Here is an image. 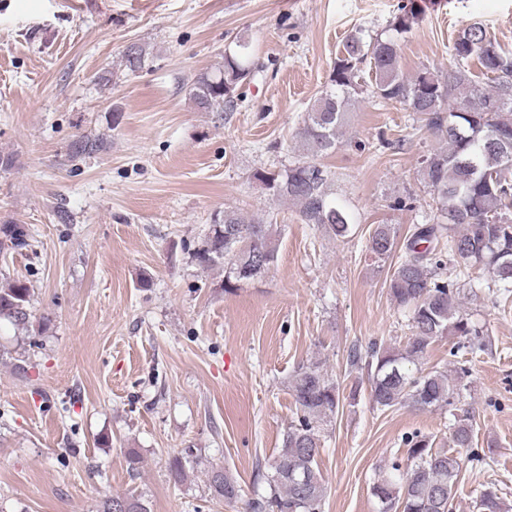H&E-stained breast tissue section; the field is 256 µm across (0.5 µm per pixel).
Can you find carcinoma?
Returning a JSON list of instances; mask_svg holds the SVG:
<instances>
[{
	"mask_svg": "<svg viewBox=\"0 0 512 512\" xmlns=\"http://www.w3.org/2000/svg\"><path fill=\"white\" fill-rule=\"evenodd\" d=\"M417 16L415 8L392 23L394 37L369 39L351 35L337 58L331 88L310 105L303 127L296 133L306 160L280 171H257L253 178L277 201L297 208L304 224H320L345 239L353 231V217L330 192L331 174L318 159L336 149L346 123L355 78L367 64L375 74L373 93L422 116L439 147L422 160L421 175L432 192L435 209L429 222L416 224L399 240L393 224H378L369 234L367 249L375 261L385 262L398 250L404 256L386 278L393 304L408 313L411 334L402 348L372 343L364 352L354 349L350 367L367 371L370 401L379 410L408 404L418 410L450 407L460 397L465 365L453 372L422 370L431 345L443 336L462 340L467 353L485 349L483 326L461 311L460 288L490 274L495 294L506 302L512 297V53L495 45L485 27L467 26L450 46L453 64L448 70L421 71L409 77L401 68V39ZM148 61L146 46L132 42L122 51L124 68L135 73ZM475 61L490 80L485 86L468 69ZM252 72L250 44L238 40L224 50L222 62L196 76L189 99L202 112H222L234 106L240 86ZM0 233L11 248L27 246V230L4 224ZM197 264L209 269L224 266V292L263 279L278 259L274 225L224 209V223L213 224L192 253ZM463 262L454 277L444 275L448 258ZM31 288L15 280L0 288V320L21 329L29 326ZM297 419L284 433L283 447L266 475V494L247 501L246 512H319L327 485L319 469L322 453L320 426L336 418L343 394L320 361L297 366L288 385ZM452 447L435 449L428 437H405L408 464L392 463L397 475L374 482L372 494L380 512H452L463 471L484 460L473 448V425L455 418ZM209 494L232 505L240 486L224 468L207 471ZM125 499L131 512H148L143 496L114 493L100 512H116ZM478 512H507L493 485H484L475 502Z\"/></svg>",
	"mask_w": 512,
	"mask_h": 512,
	"instance_id": "obj_1",
	"label": "carcinoma"
}]
</instances>
